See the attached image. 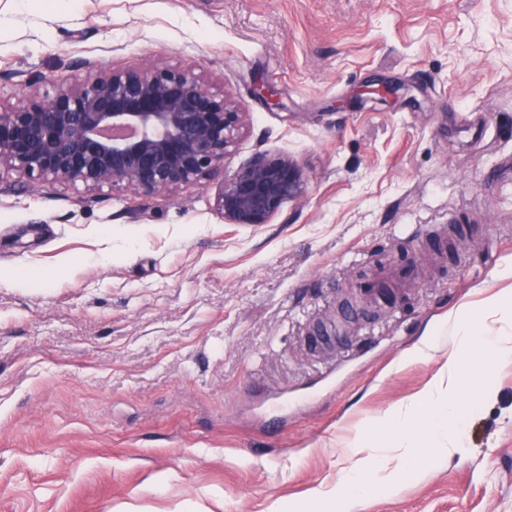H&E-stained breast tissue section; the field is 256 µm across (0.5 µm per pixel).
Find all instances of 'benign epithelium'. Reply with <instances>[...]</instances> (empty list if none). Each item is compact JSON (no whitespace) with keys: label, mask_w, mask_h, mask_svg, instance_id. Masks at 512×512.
<instances>
[{"label":"benign epithelium","mask_w":512,"mask_h":512,"mask_svg":"<svg viewBox=\"0 0 512 512\" xmlns=\"http://www.w3.org/2000/svg\"><path fill=\"white\" fill-rule=\"evenodd\" d=\"M245 127L246 113L194 69L144 60L79 83L60 78L48 99L31 81L25 100L0 102V171L135 197H172L219 177L224 222L266 224L305 195L307 182L297 162L266 154L225 177L224 158Z\"/></svg>","instance_id":"obj_1"}]
</instances>
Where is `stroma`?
<instances>
[{
    "label": "stroma",
    "mask_w": 512,
    "mask_h": 512,
    "mask_svg": "<svg viewBox=\"0 0 512 512\" xmlns=\"http://www.w3.org/2000/svg\"><path fill=\"white\" fill-rule=\"evenodd\" d=\"M201 66L305 195L225 223L176 196L0 173V512H273L448 358L405 362L512 257V0H0V99L88 65ZM404 86L381 105L363 92ZM273 88L271 108L258 86ZM462 451L356 512H512V363Z\"/></svg>",
    "instance_id": "35a3bbf8"
}]
</instances>
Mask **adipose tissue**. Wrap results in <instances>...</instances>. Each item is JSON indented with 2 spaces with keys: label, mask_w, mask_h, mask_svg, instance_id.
I'll list each match as a JSON object with an SVG mask.
<instances>
[{
  "label": "adipose tissue",
  "mask_w": 512,
  "mask_h": 512,
  "mask_svg": "<svg viewBox=\"0 0 512 512\" xmlns=\"http://www.w3.org/2000/svg\"><path fill=\"white\" fill-rule=\"evenodd\" d=\"M448 334L453 344L443 372L414 400L388 409L375 424L360 430L349 443L350 464L336 484L335 495L354 507L371 479V471L360 451L372 446L401 448L383 481L394 490L416 460L446 458L463 446L468 415L463 401L472 380L474 358L487 363L512 362V290L504 289L462 306L448 314Z\"/></svg>",
  "instance_id": "adipose-tissue-1"
}]
</instances>
